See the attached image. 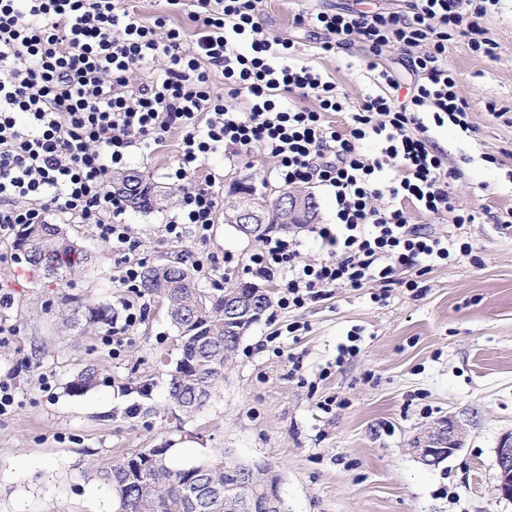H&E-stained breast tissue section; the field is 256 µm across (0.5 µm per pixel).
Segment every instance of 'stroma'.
<instances>
[{
	"label": "stroma",
	"mask_w": 512,
	"mask_h": 512,
	"mask_svg": "<svg viewBox=\"0 0 512 512\" xmlns=\"http://www.w3.org/2000/svg\"><path fill=\"white\" fill-rule=\"evenodd\" d=\"M408 0H264L267 30L294 41L304 62L335 83L347 109L329 114L338 131L349 108L383 93L365 44L352 40L324 52L319 30L295 15L406 11ZM496 58L466 40L448 43V68L470 105L469 129L429 124L445 158L450 185L476 215L459 239L473 258L433 267L418 292L377 286L336 288L300 310L270 306L224 364L210 402L184 425L166 417L161 391L141 400L140 381H165L179 351L161 302L116 287L121 264L90 226L67 224L90 260L66 281L34 271L9 238H0V377L16 372L15 403L0 417V512H116L89 473L96 466L149 448L167 447L174 465L189 467L219 453L271 467L288 512H512L494 492L496 448L512 432V228L497 219L512 209V0H499L482 19ZM498 115H490L488 104ZM181 136L131 150L130 167L147 172L160 200L155 210H127L125 219L145 263L159 257L191 265L202 251L228 254L204 288L251 282L245 270L259 241L216 222L210 242L167 239L174 213ZM276 162L260 153L209 159L199 176L217 173L224 190L250 185L273 200L282 185ZM104 300L115 310L134 304L141 319L112 336L71 325L70 301ZM301 328L289 332L288 326ZM359 348L341 358L349 341ZM90 364L96 388L71 395L67 382ZM52 389L43 392V380ZM455 417L466 429L461 449L436 465L412 446L433 423Z\"/></svg>",
	"instance_id": "stroma-1"
}]
</instances>
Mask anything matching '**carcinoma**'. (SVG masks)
<instances>
[{"mask_svg":"<svg viewBox=\"0 0 512 512\" xmlns=\"http://www.w3.org/2000/svg\"><path fill=\"white\" fill-rule=\"evenodd\" d=\"M114 192L144 213L152 211L158 195L140 170L119 172ZM265 221L249 236L261 239L275 226L287 227L276 204L264 205ZM15 250L35 267L66 277L87 262L88 254L59 224H26L14 241ZM139 292L166 303L171 324L178 332L180 356L169 372L166 400L178 423L199 412L224 379V360L232 353L251 325L271 304L267 291L257 285L237 284L209 291L199 287L183 263L153 264L142 270ZM73 315L89 325L112 327L116 312L108 302L77 303ZM98 367L89 364L67 389L74 396L91 390L98 380ZM167 449L151 448L96 468L93 477L112 496L117 512H229L227 501L245 498L241 512H266L264 501L272 487L239 486L250 482L251 468L224 457L178 467L166 459Z\"/></svg>","mask_w":512,"mask_h":512,"instance_id":"cac0c4a2","label":"carcinoma"}]
</instances>
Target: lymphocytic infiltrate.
Segmentation results:
<instances>
[{
	"label": "lymphocytic infiltrate",
	"instance_id": "obj_1",
	"mask_svg": "<svg viewBox=\"0 0 512 512\" xmlns=\"http://www.w3.org/2000/svg\"><path fill=\"white\" fill-rule=\"evenodd\" d=\"M410 0L404 13L351 10L317 13L327 33L323 51L359 39L372 57L402 51L416 80L409 91L386 70L387 92L367 96L351 112L347 133L326 116L346 106L335 84L297 58L293 41L269 33L261 0H193V46L165 16L147 19L125 0H0V237L56 212L91 225L120 254L116 281L136 287V254L124 199L110 185L134 143L182 134L171 179L180 188L167 237L208 243L220 203L215 175L198 178L210 155L260 152L277 162L284 185L317 183L331 191L336 221L308 231L327 248L304 261L299 237L269 232L249 258L253 278L275 282L279 307L301 309L334 288L376 283L381 292L417 288L401 269L426 273L471 256L468 244L408 223L400 203L455 226L474 221L454 198L444 163L428 138L425 114L468 128L467 101L444 55L454 36L494 57L476 0ZM315 99L317 108L305 107ZM379 151L368 155L367 141Z\"/></svg>",
	"mask_w": 512,
	"mask_h": 512
}]
</instances>
